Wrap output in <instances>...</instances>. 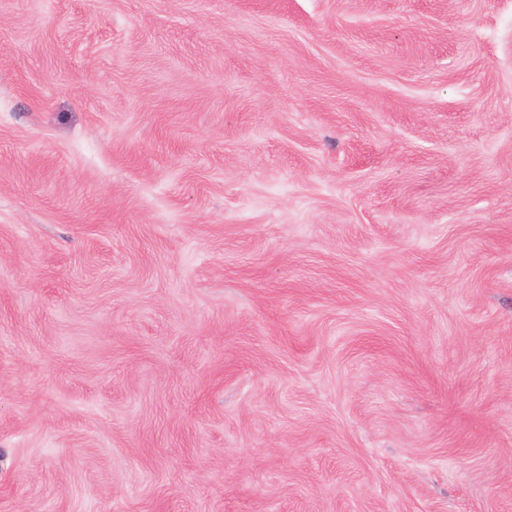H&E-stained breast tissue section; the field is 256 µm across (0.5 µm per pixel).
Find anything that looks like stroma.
Masks as SVG:
<instances>
[{"label": "stroma", "instance_id": "1", "mask_svg": "<svg viewBox=\"0 0 512 512\" xmlns=\"http://www.w3.org/2000/svg\"><path fill=\"white\" fill-rule=\"evenodd\" d=\"M0 512H512V0H0Z\"/></svg>", "mask_w": 512, "mask_h": 512}]
</instances>
